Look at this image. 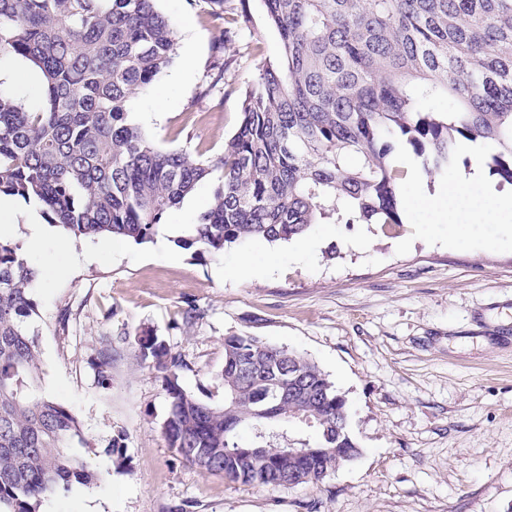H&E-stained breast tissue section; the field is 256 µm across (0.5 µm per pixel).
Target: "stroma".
Masks as SVG:
<instances>
[{
  "label": "stroma",
  "instance_id": "35a3bbf8",
  "mask_svg": "<svg viewBox=\"0 0 512 512\" xmlns=\"http://www.w3.org/2000/svg\"><path fill=\"white\" fill-rule=\"evenodd\" d=\"M226 5L250 23L223 43L211 0H157L176 55L129 105L161 149L194 160L223 152L241 90L280 55L260 0ZM215 187L199 183L151 241L71 238L63 276L44 273L53 249L28 255L41 390L78 416L81 454L101 473L42 512H512V223L466 225L452 244L407 208L393 225L319 224L219 253L178 246ZM146 334L182 360L180 386L215 403L225 337L307 354L345 395L359 456L314 486L230 484L189 466L163 434L166 372L142 358ZM105 342L103 385L92 361Z\"/></svg>",
  "mask_w": 512,
  "mask_h": 512
}]
</instances>
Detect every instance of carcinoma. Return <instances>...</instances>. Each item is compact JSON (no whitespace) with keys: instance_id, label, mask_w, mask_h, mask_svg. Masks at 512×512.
Returning a JSON list of instances; mask_svg holds the SVG:
<instances>
[{"instance_id":"carcinoma-1","label":"carcinoma","mask_w":512,"mask_h":512,"mask_svg":"<svg viewBox=\"0 0 512 512\" xmlns=\"http://www.w3.org/2000/svg\"><path fill=\"white\" fill-rule=\"evenodd\" d=\"M282 55L246 90L224 152L195 162L159 149L128 119L133 96L170 64L174 31L153 0H0V57L43 76L42 103L0 89V195L38 202L76 237L150 241L196 185L221 173L201 222L178 240L218 253L289 241L315 224H399L406 150L441 178L456 142L492 148L486 165L512 186V0H260ZM452 102L436 112L432 101ZM34 270L0 241V512L100 474L68 446L86 444L74 412L40 389L27 321ZM143 359L167 371L168 445L230 483H322L359 448L348 406L306 355L257 336L224 337L221 405L178 383L179 359L155 336ZM112 348L98 351L100 383ZM307 417L319 453L300 460L285 427Z\"/></svg>"}]
</instances>
